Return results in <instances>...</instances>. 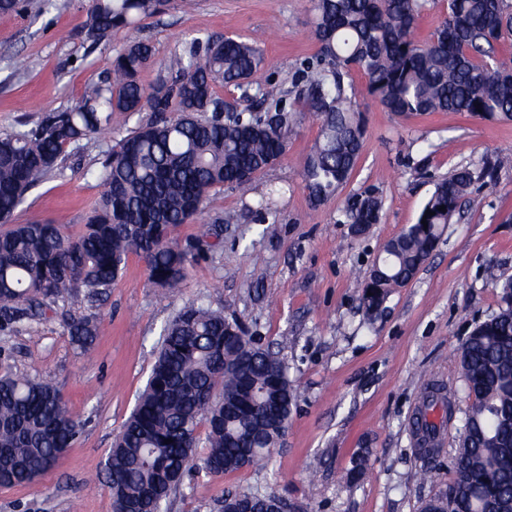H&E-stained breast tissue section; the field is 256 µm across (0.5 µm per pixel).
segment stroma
I'll return each mask as SVG.
<instances>
[{"label": "stroma", "mask_w": 512, "mask_h": 512, "mask_svg": "<svg viewBox=\"0 0 512 512\" xmlns=\"http://www.w3.org/2000/svg\"><path fill=\"white\" fill-rule=\"evenodd\" d=\"M88 4L52 0L45 8L24 0L21 13L0 14V134L74 106L131 38L155 49L142 74L147 85L193 36L237 35L258 46L264 64L257 84L292 86L319 49L309 0H197L189 11L171 5L93 51L77 36ZM17 58L26 69H12ZM358 110L363 148L337 196L318 206L308 200L300 161L319 123L305 117L275 166L246 188L217 192L196 221L177 228L186 241L215 215L234 217L220 249L197 257L173 292L153 287L145 260L133 253L101 301L78 297L69 304L72 319L98 322L89 351L77 349L54 317L0 330V362L50 380L83 422L74 445L41 477L0 486V512H112L108 450L146 385L164 324L191 303L223 310L277 353L297 401L285 444L270 462L221 476L191 473L163 512H221L225 494L255 489L287 500L294 512H419L432 488L447 483L467 400L457 401L442 444L429 456L417 445L412 416L430 383H459L454 350L498 310L488 269L512 277V167L471 189L416 277L393 289L377 313L366 314L360 288L384 244L416 222L437 178L512 153V121L437 112L405 118L366 93ZM147 118L115 114L111 136L66 150L58 168L27 193L13 223L51 222L79 235L103 192L98 173L107 154ZM373 185L383 199L380 222L352 236L345 200ZM273 186L284 193L270 217L259 202ZM362 456L367 467L358 474Z\"/></svg>", "instance_id": "1"}]
</instances>
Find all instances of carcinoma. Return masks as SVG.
<instances>
[{
  "label": "carcinoma",
  "mask_w": 512,
  "mask_h": 512,
  "mask_svg": "<svg viewBox=\"0 0 512 512\" xmlns=\"http://www.w3.org/2000/svg\"><path fill=\"white\" fill-rule=\"evenodd\" d=\"M171 0H89L81 37L108 42ZM427 0H311L316 60L300 82H267L250 93L248 79L262 63L257 47L238 37H194L168 64L174 77L144 86L139 75L154 47L130 40L103 77L89 83L78 105L45 113L35 128L0 135V223H8L26 193L57 168L69 146L112 130L113 114L147 111L150 118L112 147L98 175L104 187L85 231L72 239L52 223L13 224L0 232V329L63 318L73 342L87 351L94 319L68 320L59 305L82 294L94 303L124 270L132 253L144 256L150 282L172 289L200 252L218 249L224 217L202 225L189 245L176 228L201 215L213 192L242 188L286 152L302 99L320 132L302 163L309 201L319 205L348 182L362 149L352 73L389 112L468 114L512 121V0H448L447 12L426 43L414 38ZM241 90L231 103L216 83ZM512 166L500 153L476 171L459 165L435 183L417 222L390 239L365 279L361 303L369 315L391 289L409 281L428 260L467 191ZM445 210H440V207ZM382 197L371 188L345 201L349 224L380 221ZM499 311L461 344L457 360L468 400L448 484L422 501L420 512H512V278L489 269ZM296 398L284 362L241 333L223 313L190 304L165 325L146 386L106 459L113 506L161 512L185 475L241 470L268 459ZM451 398L442 387L423 397L418 444L433 451L432 415L448 419ZM207 452L197 460L199 426ZM80 431L56 387L13 372L0 375V485L32 482L70 448ZM171 443L166 444L164 440ZM276 495L231 496L241 512H273Z\"/></svg>",
  "instance_id": "cac0c4a2"
}]
</instances>
